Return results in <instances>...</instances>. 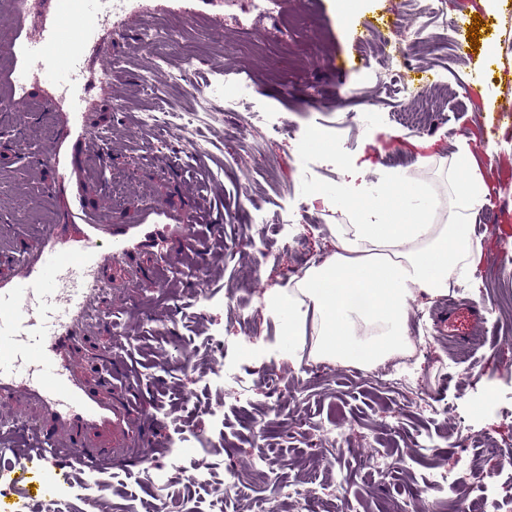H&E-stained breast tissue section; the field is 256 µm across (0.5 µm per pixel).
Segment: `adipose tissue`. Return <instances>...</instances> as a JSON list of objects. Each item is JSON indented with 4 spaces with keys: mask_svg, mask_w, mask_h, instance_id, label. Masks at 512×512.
I'll return each instance as SVG.
<instances>
[{
    "mask_svg": "<svg viewBox=\"0 0 512 512\" xmlns=\"http://www.w3.org/2000/svg\"><path fill=\"white\" fill-rule=\"evenodd\" d=\"M468 154L466 141L457 142L462 174L454 180L455 205L444 224L424 222L423 193L409 172L385 176L377 195L346 184V198L366 205L355 223L333 226L335 254L291 287L264 296L267 314L289 344L303 343L311 323L315 359L342 362L360 351L374 363L407 349L408 300L417 293L447 294L457 269L474 262L472 246L456 230L484 203L483 176L468 164Z\"/></svg>",
    "mask_w": 512,
    "mask_h": 512,
    "instance_id": "obj_1",
    "label": "adipose tissue"
}]
</instances>
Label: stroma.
Returning <instances> with one entry per match:
<instances>
[{
    "label": "stroma",
    "mask_w": 512,
    "mask_h": 512,
    "mask_svg": "<svg viewBox=\"0 0 512 512\" xmlns=\"http://www.w3.org/2000/svg\"><path fill=\"white\" fill-rule=\"evenodd\" d=\"M437 15L481 16L479 48L459 59L429 42L412 46L410 26ZM501 15L488 0H271L263 14L252 0H238L231 10L224 0H129L113 15L108 73L87 106L92 124L111 127L112 150L88 159V191L118 182L107 210L118 222H137L146 199L167 213L191 212L201 247L178 269L149 261L153 282L132 292L127 309L114 308L111 294L101 295L98 307L111 313L115 332L131 333L122 373L112 372L114 332L90 329L82 345L90 385L126 398L153 433V466L79 470L64 482L48 462L41 478L49 494L36 495L30 484L5 477L0 501L24 505L25 512H154L162 502L151 488L152 470L169 468L178 455L183 469L172 471L163 502L170 510L190 492L196 512H256L262 500L276 499L279 487L316 474L342 484L341 512L407 506L444 512L454 492L429 479L445 466L464 469L471 497L512 512V468H502L483 446L489 440L512 451V272L502 262L512 253V122L495 114L512 76V31L501 27ZM161 26L176 29L178 38L150 48L143 37ZM372 30L404 51L400 66L387 64L381 47L366 46ZM185 47L198 59L191 80L181 75ZM490 57L495 63L479 83L456 87V73H471ZM238 79L253 84V100L234 112L205 114L198 130H182L183 113L196 106L190 82L210 81L230 94ZM406 82L419 98L402 95ZM25 93L35 121L21 153L0 156V207L16 220L12 249L31 243L29 220H59L57 201L41 193L56 174L36 158L56 136L54 113L72 109L49 81L26 80ZM259 106L279 113L287 140L250 133V114ZM142 112L158 113L161 128L144 133L136 122ZM310 130L323 135L326 149L297 152ZM487 137L494 141L493 157L475 152L469 158L486 186L474 218L484 229L473 242L479 253L447 296L480 304L482 328L463 345L439 342L434 321L443 299L410 300L408 333L427 347L410 371L413 391L383 387L342 364L323 370L307 356L293 363L292 351L278 341V322L263 317L261 299L265 289L287 285L326 261L333 252L330 225L351 221L330 154L353 159L374 193L382 172L408 170L440 217L452 204L456 142L474 146ZM198 139L208 141L207 153L193 150ZM304 162L316 172L322 199L309 194L300 174ZM290 207L297 222L286 229L281 218ZM255 210L264 218L260 237L243 219ZM187 353L194 364L189 374ZM267 366L281 375L280 392L258 390L237 401L210 381L227 367L252 380ZM488 395L494 407L474 421L471 436L461 435L458 412ZM216 407L223 420L212 419ZM178 425L203 434L207 452L179 444ZM259 454L272 457L271 478L255 476ZM379 454L398 462V473L377 475L370 464ZM220 462L250 482V497L224 496L217 468L211 489L192 491L187 472Z\"/></svg>",
    "instance_id": "obj_1"
}]
</instances>
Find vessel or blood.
<instances>
[{"instance_id":"b4317fda","label":"vessel or blood","mask_w":512,"mask_h":512,"mask_svg":"<svg viewBox=\"0 0 512 512\" xmlns=\"http://www.w3.org/2000/svg\"><path fill=\"white\" fill-rule=\"evenodd\" d=\"M121 0H27L26 16L37 36L29 56L37 72L52 70L56 82L82 85L92 97L93 76L108 58L106 37L84 22L87 13L107 18ZM58 135L44 160L57 172L47 188L63 199L61 221L41 225L35 245L14 274L0 281V394L18 393L39 404L62 428L81 426L115 431L137 428L124 402L107 401L86 385L77 344L95 315V301L106 290L103 267L132 266L144 253L170 256L175 246L192 248L194 226L180 213L165 221L147 210L137 224L104 220L86 193L84 156L95 135L85 125L73 131L70 115H56ZM16 481L25 480L34 462L51 456L71 459L89 470L104 464L145 466L150 456L135 458L102 453L76 441L34 438L12 449Z\"/></svg>"}]
</instances>
